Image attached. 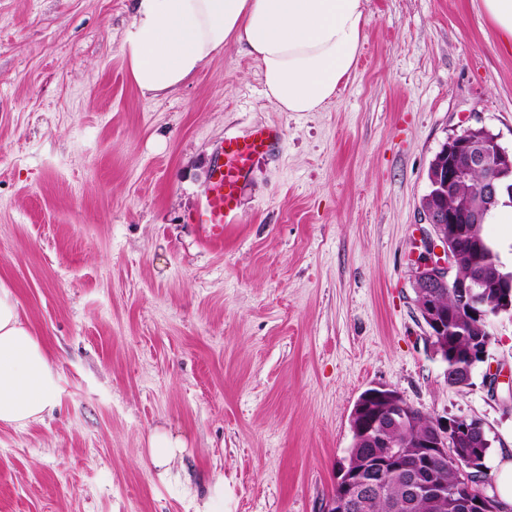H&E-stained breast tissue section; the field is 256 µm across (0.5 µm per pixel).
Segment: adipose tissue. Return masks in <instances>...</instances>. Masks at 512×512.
I'll return each mask as SVG.
<instances>
[{
	"mask_svg": "<svg viewBox=\"0 0 512 512\" xmlns=\"http://www.w3.org/2000/svg\"><path fill=\"white\" fill-rule=\"evenodd\" d=\"M365 25V0H133L123 46L142 97L177 90L233 45L252 57L279 110L318 112L350 74ZM57 393L44 345L0 282V424L42 420Z\"/></svg>",
	"mask_w": 512,
	"mask_h": 512,
	"instance_id": "adipose-tissue-1",
	"label": "adipose tissue"
}]
</instances>
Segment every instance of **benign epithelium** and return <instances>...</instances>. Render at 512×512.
Segmentation results:
<instances>
[{
  "instance_id": "obj_1",
  "label": "benign epithelium",
  "mask_w": 512,
  "mask_h": 512,
  "mask_svg": "<svg viewBox=\"0 0 512 512\" xmlns=\"http://www.w3.org/2000/svg\"><path fill=\"white\" fill-rule=\"evenodd\" d=\"M474 173L483 174L476 193L456 196L458 185ZM509 174L512 175V150L504 147L499 136L479 123L450 135L442 146L441 154L432 160L429 192L425 195L430 204L421 207V218L430 230L421 234L422 259L418 260L413 271L412 287L417 290L424 288L431 296L440 289L452 288L460 299L459 308L451 316L432 299L418 309L426 341L434 354L445 343L448 321L453 316L478 327L471 356L476 365L487 360L491 341L489 318L485 304L477 295V289L483 287L484 282L478 274L467 278L454 277L457 261L455 241L466 233L467 225L485 223L490 205L512 192V187L504 181ZM452 196L456 198L454 206L445 208L436 204V201ZM493 288L499 304L498 313L512 315V277H496ZM406 409V401L397 391L384 386L369 389L353 407L350 416L352 431L358 435L371 433L376 422L370 415L379 416L386 412L390 413L393 421L403 424L407 419ZM474 428L475 424L462 417L432 419L428 438L415 437L389 458L372 462L368 467L343 470L338 492L333 494L325 512H360L376 490L377 473L405 485L404 496L392 504L395 512L413 505L418 498L426 499L434 507L447 506L456 512H487V495L482 489L484 471L475 457L457 463L454 480L467 487L469 495L452 500L448 499V486L444 481L434 475L419 481L400 465V458L411 452L446 461L454 456V444L467 439Z\"/></svg>"
}]
</instances>
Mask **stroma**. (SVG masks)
I'll return each mask as SVG.
<instances>
[{"mask_svg": "<svg viewBox=\"0 0 512 512\" xmlns=\"http://www.w3.org/2000/svg\"><path fill=\"white\" fill-rule=\"evenodd\" d=\"M129 0H0V281L59 395L0 425V512H322L350 415L385 386L512 444V316L448 385L411 287L428 169L482 122L512 147V47L480 0H367L350 76L320 112L270 103L228 46L179 89H135ZM257 160L224 245L192 217L225 138ZM502 369L491 386L489 366ZM158 427L186 448L167 476ZM185 441L170 431L155 430L148 439V451L151 463L158 469L167 471L171 464L182 454Z\"/></svg>", "mask_w": 512, "mask_h": 512, "instance_id": "1", "label": "stroma"}]
</instances>
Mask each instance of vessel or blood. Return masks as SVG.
Here are the masks:
<instances>
[{
  "label": "vessel or blood",
  "mask_w": 512,
  "mask_h": 512,
  "mask_svg": "<svg viewBox=\"0 0 512 512\" xmlns=\"http://www.w3.org/2000/svg\"><path fill=\"white\" fill-rule=\"evenodd\" d=\"M280 137L278 129L258 125L246 136L225 138L212 163L205 199L193 216L203 245L223 244L224 226L238 207L241 187L256 158L268 154Z\"/></svg>",
  "instance_id": "1"
}]
</instances>
